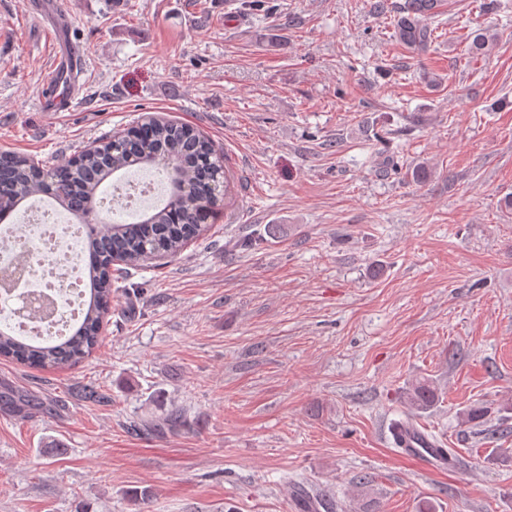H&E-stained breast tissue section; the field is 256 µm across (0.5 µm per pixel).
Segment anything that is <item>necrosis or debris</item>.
Here are the masks:
<instances>
[{"label":"necrosis or debris","instance_id":"1","mask_svg":"<svg viewBox=\"0 0 512 512\" xmlns=\"http://www.w3.org/2000/svg\"><path fill=\"white\" fill-rule=\"evenodd\" d=\"M162 174L146 172L113 186L107 212L128 215L160 195ZM82 225L44 203L0 225V322L17 335L51 340L66 335L83 309Z\"/></svg>","mask_w":512,"mask_h":512}]
</instances>
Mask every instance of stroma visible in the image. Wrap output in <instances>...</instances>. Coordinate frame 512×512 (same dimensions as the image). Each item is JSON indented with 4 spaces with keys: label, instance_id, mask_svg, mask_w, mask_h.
I'll return each mask as SVG.
<instances>
[{
    "label": "stroma",
    "instance_id": "35a3bbf8",
    "mask_svg": "<svg viewBox=\"0 0 512 512\" xmlns=\"http://www.w3.org/2000/svg\"><path fill=\"white\" fill-rule=\"evenodd\" d=\"M25 2L0 0V151L56 164L160 113L223 150L236 202L130 270L81 365L0 357L39 403L0 412V512H512V0H450L426 56L371 0H58L88 61L63 119ZM422 378L440 401L416 412ZM173 407L193 431H132ZM395 421L456 464L400 455ZM405 394L408 404L417 412L430 410L439 402L438 389L429 379L416 381Z\"/></svg>",
    "mask_w": 512,
    "mask_h": 512
}]
</instances>
